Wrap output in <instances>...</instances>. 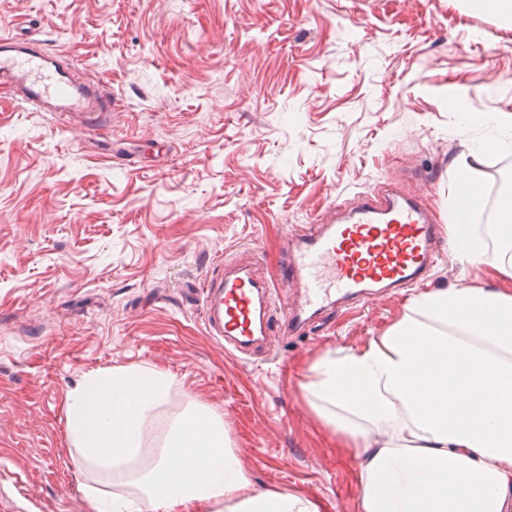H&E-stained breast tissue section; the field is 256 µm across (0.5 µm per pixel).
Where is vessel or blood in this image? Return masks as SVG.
Wrapping results in <instances>:
<instances>
[{"label":"vessel or blood","instance_id":"1","mask_svg":"<svg viewBox=\"0 0 512 512\" xmlns=\"http://www.w3.org/2000/svg\"><path fill=\"white\" fill-rule=\"evenodd\" d=\"M0 82L22 103L46 112L84 114L99 121L116 101L90 89L51 60L42 43L0 37ZM447 243L417 199L382 189L364 196L347 219L293 243V259L278 286L300 283L301 308L317 311L342 300L398 291L424 279ZM272 285L243 267L204 291L207 329L242 349L266 336Z\"/></svg>","mask_w":512,"mask_h":512}]
</instances>
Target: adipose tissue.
Here are the masks:
<instances>
[{"mask_svg": "<svg viewBox=\"0 0 512 512\" xmlns=\"http://www.w3.org/2000/svg\"><path fill=\"white\" fill-rule=\"evenodd\" d=\"M484 151L459 163L468 191L448 213L456 257L475 265L489 236L512 239V194L497 224L469 223ZM495 288H435L349 352L312 363L305 390L359 468V512H507L512 507V254ZM171 381L116 367L71 391L67 428L83 459L134 494L85 487L95 512H321L299 491L255 490L222 419L192 404L159 425Z\"/></svg>", "mask_w": 512, "mask_h": 512, "instance_id": "adipose-tissue-1", "label": "adipose tissue"}]
</instances>
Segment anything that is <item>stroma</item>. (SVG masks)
<instances>
[{
	"instance_id": "stroma-1",
	"label": "stroma",
	"mask_w": 512,
	"mask_h": 512,
	"mask_svg": "<svg viewBox=\"0 0 512 512\" xmlns=\"http://www.w3.org/2000/svg\"><path fill=\"white\" fill-rule=\"evenodd\" d=\"M16 32L117 105L90 128L0 86V512H94L82 486L113 481L69 437L67 397L130 365L171 376L162 420L192 401L219 415L255 487L359 512L357 463L301 385L410 289L289 329V288L236 354L208 334L202 291L236 266L277 281L288 239L388 185L446 222L469 147L491 188L512 147L449 98L512 114V25L464 0H0V36ZM500 260L447 254L421 287L492 285Z\"/></svg>"
}]
</instances>
